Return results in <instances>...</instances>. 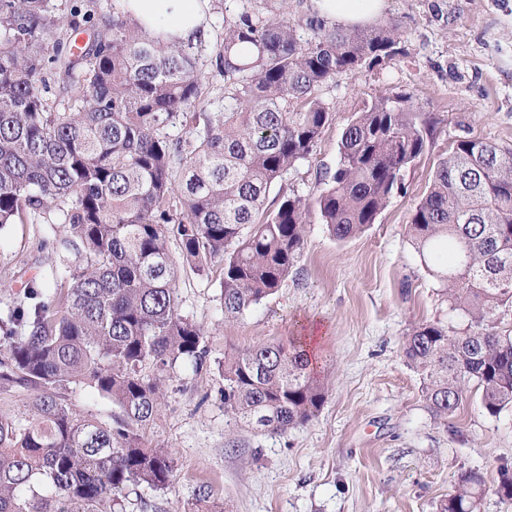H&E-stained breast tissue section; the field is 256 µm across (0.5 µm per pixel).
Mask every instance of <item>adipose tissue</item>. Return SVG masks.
Returning <instances> with one entry per match:
<instances>
[{"label": "adipose tissue", "instance_id": "ef3b65f1", "mask_svg": "<svg viewBox=\"0 0 512 512\" xmlns=\"http://www.w3.org/2000/svg\"><path fill=\"white\" fill-rule=\"evenodd\" d=\"M133 17L147 29L179 42L197 41L207 30L201 0H126ZM384 0H319L327 21L344 26L361 25L377 18Z\"/></svg>", "mask_w": 512, "mask_h": 512}]
</instances>
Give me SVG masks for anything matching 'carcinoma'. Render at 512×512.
Here are the masks:
<instances>
[{
	"instance_id": "1",
	"label": "carcinoma",
	"mask_w": 512,
	"mask_h": 512,
	"mask_svg": "<svg viewBox=\"0 0 512 512\" xmlns=\"http://www.w3.org/2000/svg\"><path fill=\"white\" fill-rule=\"evenodd\" d=\"M51 0H0V229L35 214L61 224L64 281L27 286L0 318V512H124L131 494L169 489L168 452L149 444L163 384L204 366V329L183 314L170 239L188 267L219 264L224 317L274 294L317 210L329 235H363L426 150L433 121L401 95L377 97L342 132L339 163L316 196L273 186L307 159L331 121L318 97L336 75L399 53L395 24L343 27L318 11L224 19L214 73L224 111L192 112L209 77L194 43L165 41L112 8L77 51L50 36ZM59 86L67 101L53 110ZM184 127L173 139L169 127ZM203 129H198V126ZM408 233L456 306L482 319L512 306V148L464 138L439 162ZM404 353L433 416L448 422L466 386L491 416L512 407V336H450L420 324ZM90 388L115 409L80 412ZM224 412L283 433L315 416L324 386L300 338L224 356ZM483 475L461 477L440 512H479Z\"/></svg>"
}]
</instances>
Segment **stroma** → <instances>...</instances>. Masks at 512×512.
<instances>
[{
	"label": "stroma",
	"instance_id": "stroma-1",
	"mask_svg": "<svg viewBox=\"0 0 512 512\" xmlns=\"http://www.w3.org/2000/svg\"><path fill=\"white\" fill-rule=\"evenodd\" d=\"M283 4L299 15L315 7L314 0H206L201 70H212L225 15L264 17ZM380 20L399 24L401 53L321 88L332 123L279 187L305 197L319 190L339 161L344 128L385 92L434 119L429 146L401 172L402 190L362 236L336 241L312 217L288 279L238 317L221 311L217 273L180 269L182 311L204 328L209 355L202 369L185 364L166 381L153 423L152 445L166 449L176 468L173 486L155 498L162 512H188L201 485L223 512H437L469 470L485 479L480 512H512V500L498 493L503 473L512 474V408L488 415L473 382L440 424L403 353L422 323L452 335L512 334V307L481 322L455 309L407 233L436 166L458 140L512 148V0H386ZM56 230L48 214L0 230V315L23 284L49 290L64 277L68 254L40 249ZM302 334L324 383L318 414L281 434L230 424L221 397L225 354Z\"/></svg>",
	"mask_w": 512,
	"mask_h": 512
}]
</instances>
